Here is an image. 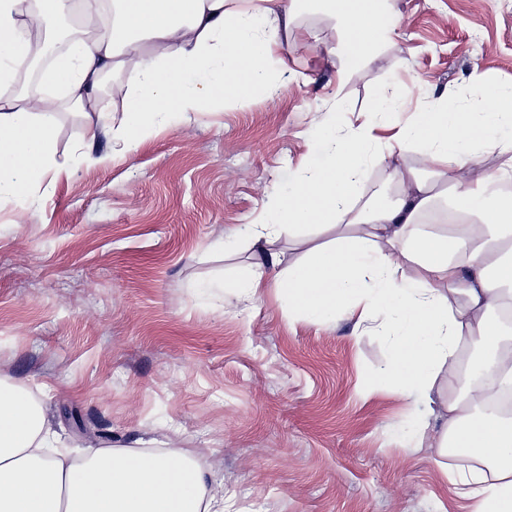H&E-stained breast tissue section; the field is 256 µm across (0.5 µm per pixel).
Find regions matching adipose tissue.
I'll use <instances>...</instances> for the list:
<instances>
[{
	"label": "adipose tissue",
	"mask_w": 512,
	"mask_h": 512,
	"mask_svg": "<svg viewBox=\"0 0 512 512\" xmlns=\"http://www.w3.org/2000/svg\"><path fill=\"white\" fill-rule=\"evenodd\" d=\"M318 4L344 31L335 49L343 69L364 62L392 30L394 0H112V24L89 40H72L45 71L73 112L104 120L96 103L105 75L137 58L133 93L115 131L132 146L171 119L189 117L215 97L273 98L268 63L282 48L280 31L300 9ZM28 0H0V85L14 82L32 54ZM57 114L44 101L0 96V205L29 209L56 158ZM373 125L339 134L313 128L309 166L273 202L275 222L252 224L256 260L238 278L246 298L278 289L299 318L323 321L376 310L392 319L390 365L402 390L423 411L401 437L422 440L440 421L442 448L462 449L466 468L446 465L455 492L475 512H512V419L488 409L479 394L449 391L434 402L440 373L456 376L465 349L481 344L483 391L512 390V336L494 321L512 305V87L487 89L484 109L470 112L435 100L398 128L394 146L421 147L430 176L395 166L398 197L362 200ZM499 157L492 171H468L478 152ZM452 189L447 231L421 229L436 200L434 182ZM336 230L305 263L280 270L262 243L281 225ZM279 268L276 279L267 271ZM40 407L0 379V512H227L224 492L206 467L180 449L103 448L75 462L57 446Z\"/></svg>",
	"instance_id": "1"
}]
</instances>
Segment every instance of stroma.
I'll return each instance as SVG.
<instances>
[{
  "instance_id": "35a3bbf8",
  "label": "stroma",
  "mask_w": 512,
  "mask_h": 512,
  "mask_svg": "<svg viewBox=\"0 0 512 512\" xmlns=\"http://www.w3.org/2000/svg\"><path fill=\"white\" fill-rule=\"evenodd\" d=\"M395 8L388 42L346 73L343 30L296 16L271 62L274 99L228 100L135 147L112 138L133 63L101 98L107 122L59 117L69 179L42 185L30 210L0 208V379L34 394L70 457L151 438L191 450L231 512H472L443 474L438 429L417 445L399 436L408 400L382 377L383 315L317 324L275 289L244 299L232 283L253 250L224 247L269 220L311 159L315 123L357 127L385 89L409 113L442 94L479 112L475 70L512 85V0ZM335 236L284 229L266 247L288 266Z\"/></svg>"
}]
</instances>
